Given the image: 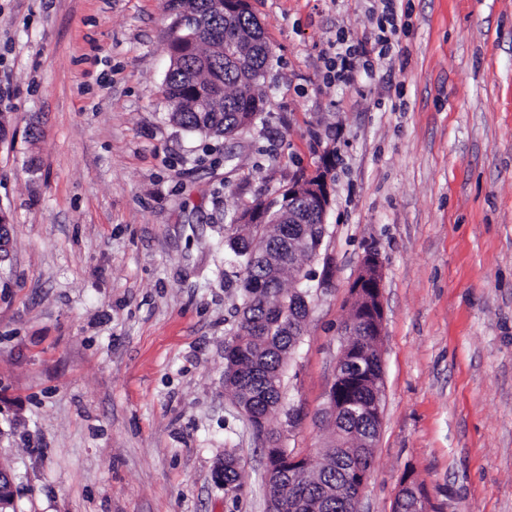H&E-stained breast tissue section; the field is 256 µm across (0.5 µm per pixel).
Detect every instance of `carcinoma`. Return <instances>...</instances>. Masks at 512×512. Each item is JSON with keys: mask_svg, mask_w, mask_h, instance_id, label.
Wrapping results in <instances>:
<instances>
[{"mask_svg": "<svg viewBox=\"0 0 512 512\" xmlns=\"http://www.w3.org/2000/svg\"><path fill=\"white\" fill-rule=\"evenodd\" d=\"M208 29L199 43L176 34L170 42V67L164 87L171 122L190 133L231 137L250 128L254 103L272 48L252 12H226L216 0H180ZM265 209L266 224H246L244 235H230L228 247L240 259L236 275L242 308L236 330L224 348V387L249 414L262 452L273 468L267 484L271 510L288 496V512H352L347 484L355 459L374 461L366 443L379 427L376 383L381 372L370 337L356 336L346 357L360 360L348 367L341 391L352 406L336 413L331 438L306 481H285L280 432L270 417L281 403L284 367L291 359L308 315L309 292L303 267L321 240L319 218L305 224H283L275 201L255 199L250 210ZM291 281L297 287L284 289ZM233 456H226L224 490L239 488Z\"/></svg>", "mask_w": 512, "mask_h": 512, "instance_id": "carcinoma-1", "label": "carcinoma"}]
</instances>
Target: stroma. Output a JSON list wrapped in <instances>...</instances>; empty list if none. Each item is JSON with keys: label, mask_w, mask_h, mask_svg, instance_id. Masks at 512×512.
Masks as SVG:
<instances>
[{"label": "stroma", "mask_w": 512, "mask_h": 512, "mask_svg": "<svg viewBox=\"0 0 512 512\" xmlns=\"http://www.w3.org/2000/svg\"><path fill=\"white\" fill-rule=\"evenodd\" d=\"M273 49L256 123L204 137L162 95L172 0H0V466L17 512H268L224 391L237 207L329 165L326 235L281 388L316 456L350 284L384 264V396L362 512H512V0H249ZM368 53L337 77V38ZM240 489L215 482L225 455ZM418 482L409 476L398 491L397 496L401 504L405 505L407 512H427L426 498L417 491Z\"/></svg>", "instance_id": "1"}]
</instances>
